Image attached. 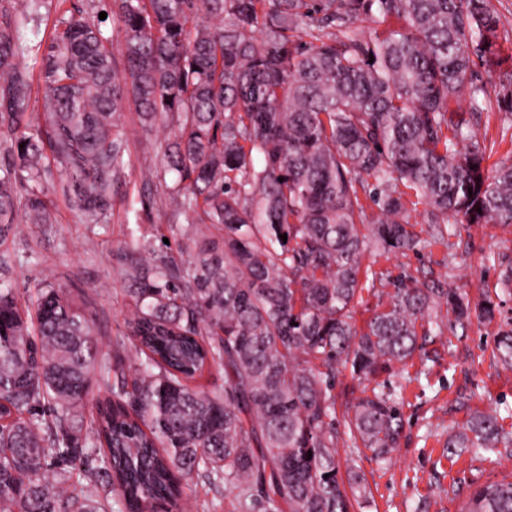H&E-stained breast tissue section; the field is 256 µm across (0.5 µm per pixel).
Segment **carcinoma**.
Segmentation results:
<instances>
[{"label":"carcinoma","mask_w":512,"mask_h":512,"mask_svg":"<svg viewBox=\"0 0 512 512\" xmlns=\"http://www.w3.org/2000/svg\"><path fill=\"white\" fill-rule=\"evenodd\" d=\"M113 2L117 46L81 8L32 44L23 21L44 0H0V149L16 159L0 173V237L21 208L52 223L53 166L77 184L86 223L100 222L126 166V105L143 126L173 130L145 186L164 185L176 216L224 234L198 230L186 265L150 244L131 256L128 366L122 344L101 357L85 306L61 288L40 285L31 318L0 283V512H187L223 486L237 491L236 512H354L372 491L343 477L339 439L385 460L404 421L394 389L337 418L338 376L369 380L411 358L436 306L454 315L437 334L455 336L473 316L495 320L512 295V259L490 255L498 293L483 288L473 303L404 275L386 310L354 323L382 281L362 268L368 246H425L412 213L436 242L450 223L512 224V163L488 168L477 128L497 112L512 129L501 0ZM30 53L38 110L20 63ZM493 358L512 366V328ZM212 365L224 386L191 385ZM95 383L109 396L84 428ZM511 444L476 412L447 451ZM91 457L98 465L74 482V463ZM458 512H512V481L479 486Z\"/></svg>","instance_id":"1"}]
</instances>
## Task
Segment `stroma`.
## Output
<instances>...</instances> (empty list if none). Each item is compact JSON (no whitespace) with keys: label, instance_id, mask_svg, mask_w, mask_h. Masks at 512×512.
<instances>
[{"label":"stroma","instance_id":"35a3bbf8","mask_svg":"<svg viewBox=\"0 0 512 512\" xmlns=\"http://www.w3.org/2000/svg\"><path fill=\"white\" fill-rule=\"evenodd\" d=\"M77 6L108 14L112 9L110 0H47L39 18L27 24L29 39L48 40L59 16ZM119 123L128 145V165L114 188L112 208L100 223H85L74 182L54 169L44 181L54 223L29 224L20 214L12 233L0 239V282L23 300L34 297L40 283L63 286L78 296L92 315L95 340L106 357L134 311L122 276L127 255L162 238L169 240L177 261H191L199 251L183 219L172 216L163 191L145 188L140 177L142 155L159 149L170 137L169 128L158 125L145 131L129 108ZM450 243L456 258L449 263L444 260L449 250L439 243L404 254L368 248L363 265L382 272L387 283L381 296H364L355 314L357 328L387 307L390 280L405 271L417 277L434 272L473 300L480 289L496 287L499 269L486 256L494 252L512 258V227L459 224ZM510 320L512 300L494 321H473L462 341L434 337L426 346L428 361L416 356L376 377V384L389 388L406 381L404 429L385 464L340 439L342 468L365 479L374 497L373 505L358 512H459L477 487L490 480H512V456L483 460L465 452L450 461L443 455L449 434L463 431L473 411L512 414V367L490 357L498 332Z\"/></svg>","mask_w":512,"mask_h":512}]
</instances>
